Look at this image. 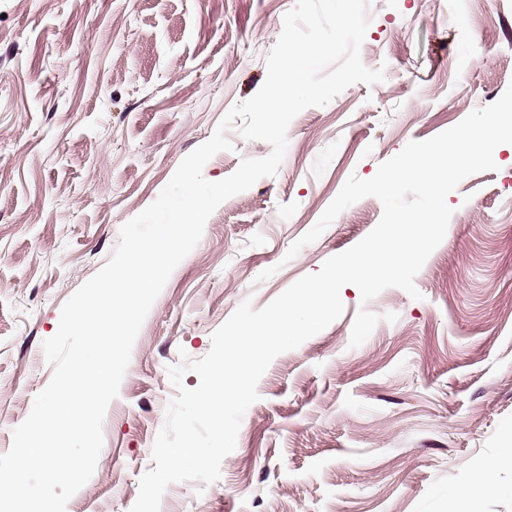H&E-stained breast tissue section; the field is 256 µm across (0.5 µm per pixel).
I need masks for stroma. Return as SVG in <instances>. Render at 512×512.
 Wrapping results in <instances>:
<instances>
[{"label":"stroma","mask_w":512,"mask_h":512,"mask_svg":"<svg viewBox=\"0 0 512 512\" xmlns=\"http://www.w3.org/2000/svg\"><path fill=\"white\" fill-rule=\"evenodd\" d=\"M296 0H0V454L53 367L42 344L63 304L109 259L226 112L266 78ZM371 0L361 59L383 69L288 129L277 175L223 202L175 268L134 343L91 479L66 512H129L176 391L167 369L198 359L244 300L261 308L362 240L382 204L366 197L319 239L290 246L350 174L373 177L412 140L453 127L512 84V0ZM234 148L203 175H231L271 147ZM497 170L447 197L441 244L388 288L279 355L258 383L220 479L170 485L167 512H448L449 493L512 447V145ZM277 272L266 281L259 274ZM379 322L350 347L360 306Z\"/></svg>","instance_id":"1"}]
</instances>
